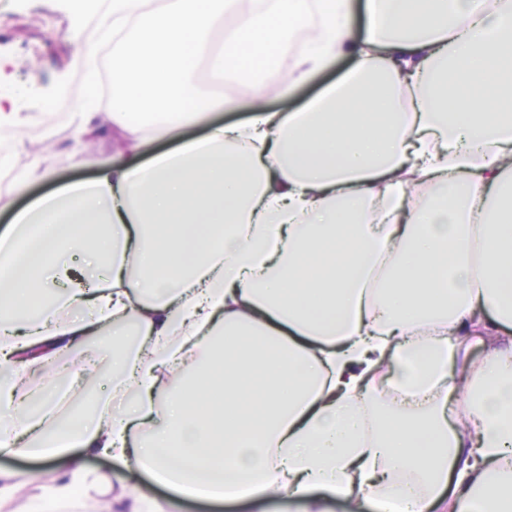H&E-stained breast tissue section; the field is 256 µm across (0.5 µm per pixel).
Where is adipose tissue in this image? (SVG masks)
<instances>
[{
  "instance_id": "obj_1",
  "label": "adipose tissue",
  "mask_w": 512,
  "mask_h": 512,
  "mask_svg": "<svg viewBox=\"0 0 512 512\" xmlns=\"http://www.w3.org/2000/svg\"><path fill=\"white\" fill-rule=\"evenodd\" d=\"M139 2L111 0L98 24L127 162L0 232V368L15 377L0 454L69 463L58 481L27 476L53 512L111 491L147 512L149 487L83 466L98 454L179 498L512 512V0H365L361 30L353 0ZM300 39L282 93L352 66L294 111L267 110L259 82L224 97L193 79L201 62L267 67ZM53 94L75 99L77 136L97 132L88 90ZM227 109L249 118L222 123ZM157 139L179 145L130 164ZM77 256L100 286L68 287ZM129 324L142 339L113 349L112 374L131 404L28 415L18 381Z\"/></svg>"
}]
</instances>
